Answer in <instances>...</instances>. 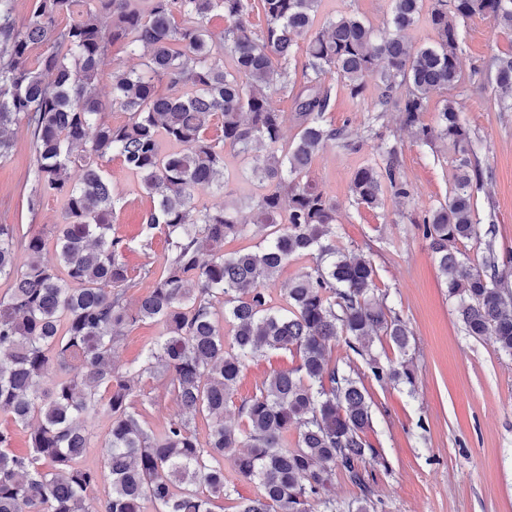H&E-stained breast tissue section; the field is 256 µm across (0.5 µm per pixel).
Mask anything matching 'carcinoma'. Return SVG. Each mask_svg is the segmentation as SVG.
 I'll use <instances>...</instances> for the list:
<instances>
[{
  "label": "carcinoma",
  "instance_id": "1",
  "mask_svg": "<svg viewBox=\"0 0 512 512\" xmlns=\"http://www.w3.org/2000/svg\"><path fill=\"white\" fill-rule=\"evenodd\" d=\"M319 0H34L17 21L12 0H0V161L13 150L12 134L33 136L34 209L43 194L65 201L63 223L47 249L39 233L17 235L0 224V413L29 430L28 452L10 448L0 430V512H214L224 497V458L237 475L258 485L235 512H383L366 479L371 462L386 461L366 439L372 400L364 385L414 384L408 364L372 353L383 336L401 354L410 330L379 293L372 260L336 246V204L303 180L315 154L345 131L326 122L334 72L353 98L366 78L379 77L374 111L392 107L403 126L426 145L450 143L458 155L448 201L427 211L416 228L429 240L448 295L466 333L489 336L512 356V299L496 275L499 257L488 249L483 268L467 266L457 243L476 234L473 188L484 181L472 136L453 95L462 81L461 24L473 17L512 33V0H431L435 42L408 45L422 0H390L392 31L383 33L355 15L331 19L310 32ZM230 27H206L213 13ZM264 17L261 33L251 13ZM137 63L103 74L115 44ZM43 53L30 59L31 50ZM302 69L291 67L298 50ZM234 61L224 69V53ZM491 95L512 110V56L496 57ZM112 97L101 98L103 77ZM292 93L297 134L277 148L283 116L273 105ZM442 97L435 125L421 122L430 96ZM128 115L114 125L108 112ZM222 117V134L209 130ZM178 149L165 152L162 143ZM250 162L263 187L252 214L198 203L195 190L224 188V146ZM386 165L357 170L350 191L375 209L384 186L407 197L396 147ZM118 157L150 198L139 238L144 251L155 233L167 255L130 268L129 242L112 234L117 199L103 163ZM80 172L79 181L72 171ZM253 224L254 250L224 252V240ZM30 260L20 268L16 251ZM293 258L309 265L288 285L286 302L269 304L265 284ZM152 287L131 304L143 280ZM142 322L158 336L124 373L115 349ZM233 327L224 338V324ZM363 360L338 364L339 340ZM289 351L296 366L263 380L238 407L242 425L224 424V410L247 365L267 351ZM168 375V392L182 415L164 428L146 426L145 404L134 391L143 375ZM104 412L101 468L82 458L93 438L84 417ZM207 421L206 436L195 418ZM246 448L245 454L236 449ZM358 488L347 507L331 486L336 471ZM109 485L105 498L94 494Z\"/></svg>",
  "mask_w": 512,
  "mask_h": 512
}]
</instances>
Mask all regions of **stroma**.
I'll return each mask as SVG.
<instances>
[{
	"mask_svg": "<svg viewBox=\"0 0 512 512\" xmlns=\"http://www.w3.org/2000/svg\"><path fill=\"white\" fill-rule=\"evenodd\" d=\"M344 13H354L375 27L391 18L389 0H320L315 26ZM460 55L463 72L494 56L512 54V36L499 33L476 17L464 26ZM325 81L333 88L328 123L345 128L346 142H331L314 156L308 179L336 203V243L348 251L369 254L386 303L411 331L407 357L414 386H392L374 380L365 385L374 405L367 440L386 460L368 464V480L385 512H512V358L487 337L467 335L449 297L433 253L413 222L447 198L457 155L452 146H426L403 128L396 109L374 111L377 76L366 80L364 98H350L336 74ZM489 81L464 84L459 102L462 117L476 141L482 167L491 180L474 191L478 221L476 238L458 248L472 267H481L488 251L512 250V112L490 102ZM14 150L0 162V224H16L50 235L61 223L63 201L45 195L29 213L23 186L34 166L32 136L21 127L13 134ZM396 145L401 173L410 185L408 198L385 192L380 208L358 206L350 193L354 172L383 161L381 143ZM113 192L120 199L112 221L115 235L136 238L150 200L119 159L107 165ZM223 190L200 188L196 197L211 206L229 205L249 212L263 189L254 182L248 163L232 148L224 150ZM286 351L267 352L250 364L234 391L224 419L238 426V407L272 372L294 366ZM168 379L143 377L137 387L158 395L145 412L148 424L160 428L179 408L166 394Z\"/></svg>",
	"mask_w": 512,
	"mask_h": 512,
	"instance_id": "obj_1",
	"label": "stroma"
}]
</instances>
